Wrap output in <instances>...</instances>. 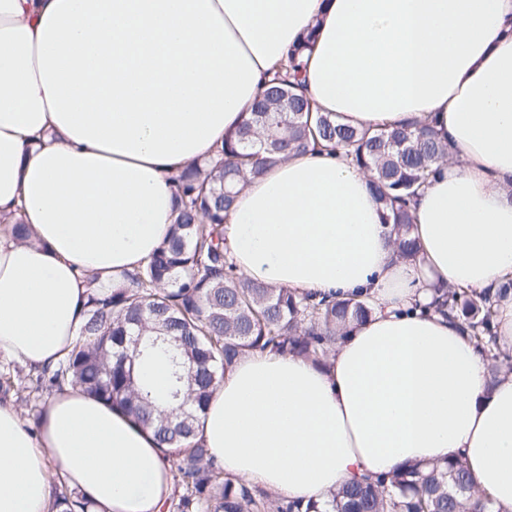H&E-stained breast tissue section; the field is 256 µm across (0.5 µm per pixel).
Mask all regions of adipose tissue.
I'll return each mask as SVG.
<instances>
[{
  "mask_svg": "<svg viewBox=\"0 0 512 512\" xmlns=\"http://www.w3.org/2000/svg\"><path fill=\"white\" fill-rule=\"evenodd\" d=\"M309 32L315 110L428 124L454 157L414 204L413 264L345 156L247 175L224 216L239 271L373 312L325 364L242 357L197 438L226 475L320 503L459 458L512 512V373L488 386L489 356L427 309L433 285L512 278V0H0V356L45 368L73 348L91 286L121 282L174 223L173 175L236 130ZM52 462L95 512H162L174 492L152 432L119 409L70 389L34 433L0 403V512H62Z\"/></svg>",
  "mask_w": 512,
  "mask_h": 512,
  "instance_id": "obj_1",
  "label": "adipose tissue"
}]
</instances>
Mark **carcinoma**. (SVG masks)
Masks as SVG:
<instances>
[{
	"instance_id": "1",
	"label": "carcinoma",
	"mask_w": 512,
	"mask_h": 512,
	"mask_svg": "<svg viewBox=\"0 0 512 512\" xmlns=\"http://www.w3.org/2000/svg\"><path fill=\"white\" fill-rule=\"evenodd\" d=\"M314 39L303 35L287 60L273 69L252 112L224 138L215 156L192 162L173 176L179 216L151 259L105 297L89 295L80 340L55 368L33 369L30 407L67 387L120 409L153 429L175 471L178 491L168 512H487L475 495L462 460L424 468L411 464L389 475L345 484L318 504L272 496L229 478L210 449L194 440L196 424L213 391L238 358L267 349L316 363L336 336L371 310L360 300L298 296L240 274L224 246V211L246 172L254 174L295 153L344 149L372 173L371 187L384 222L397 234L399 257L419 250L408 234L410 202L450 151L434 129L401 124L375 132L358 129L329 112H313L305 93L303 53ZM434 308L458 321L480 352L490 351L491 378L512 364L496 349L495 305L512 282L476 298L456 288H436ZM166 357L170 409L156 403L140 378L141 367ZM63 512H89L86 497L66 485L57 493Z\"/></svg>"
}]
</instances>
